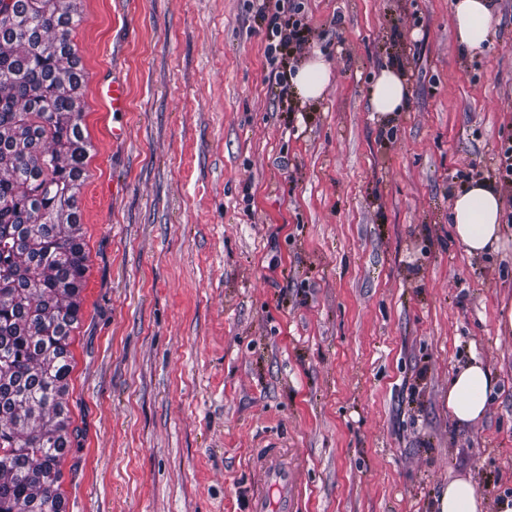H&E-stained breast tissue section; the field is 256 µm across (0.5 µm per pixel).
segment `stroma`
Here are the masks:
<instances>
[{
  "instance_id": "35a3bbf8",
  "label": "stroma",
  "mask_w": 512,
  "mask_h": 512,
  "mask_svg": "<svg viewBox=\"0 0 512 512\" xmlns=\"http://www.w3.org/2000/svg\"><path fill=\"white\" fill-rule=\"evenodd\" d=\"M89 256L71 335L69 512H247L254 457L283 448L299 512H435L471 479L512 500V185L499 249L469 255L448 212L512 140V0L488 47L450 0H302L275 60L256 0H74ZM319 54L323 97L279 94ZM404 111H371L379 71ZM128 88L125 111L96 80ZM125 133L113 137L115 127ZM494 384L459 425L448 384ZM493 386L482 362L473 358L461 367L448 386V410L460 425L485 415L486 395Z\"/></svg>"
}]
</instances>
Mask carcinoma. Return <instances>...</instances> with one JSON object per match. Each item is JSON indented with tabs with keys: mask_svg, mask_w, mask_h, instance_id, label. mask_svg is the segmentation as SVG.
<instances>
[{
	"mask_svg": "<svg viewBox=\"0 0 512 512\" xmlns=\"http://www.w3.org/2000/svg\"><path fill=\"white\" fill-rule=\"evenodd\" d=\"M80 22L61 0H0V512H62L69 340L89 270Z\"/></svg>",
	"mask_w": 512,
	"mask_h": 512,
	"instance_id": "1",
	"label": "carcinoma"
}]
</instances>
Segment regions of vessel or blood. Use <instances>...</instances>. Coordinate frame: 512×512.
Returning <instances> with one entry per match:
<instances>
[{
    "instance_id": "1",
    "label": "vessel or blood",
    "mask_w": 512,
    "mask_h": 512,
    "mask_svg": "<svg viewBox=\"0 0 512 512\" xmlns=\"http://www.w3.org/2000/svg\"><path fill=\"white\" fill-rule=\"evenodd\" d=\"M99 96L109 102L113 111H125L126 85L120 81L99 82ZM256 461L264 473V483L249 500L248 512H298L299 491L293 469L283 460L279 448L259 449Z\"/></svg>"
}]
</instances>
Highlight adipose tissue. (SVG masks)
<instances>
[{
  "label": "adipose tissue",
  "mask_w": 512,
  "mask_h": 512,
  "mask_svg": "<svg viewBox=\"0 0 512 512\" xmlns=\"http://www.w3.org/2000/svg\"><path fill=\"white\" fill-rule=\"evenodd\" d=\"M458 42L470 51L481 50L493 31L495 17L489 0H451ZM332 65L316 56L287 73L291 90L302 102L320 99L332 79ZM408 103V90L401 75L393 69L381 70L370 94L375 112H400ZM504 201L489 182L476 179L458 193L449 211L457 241L469 255L477 256L502 243L501 217ZM492 380L479 359L461 367L448 387V409L462 425L473 423L486 412V395Z\"/></svg>",
  "instance_id": "adipose-tissue-1"
}]
</instances>
